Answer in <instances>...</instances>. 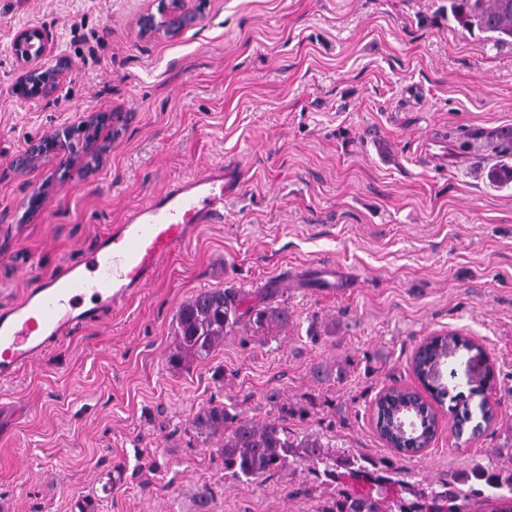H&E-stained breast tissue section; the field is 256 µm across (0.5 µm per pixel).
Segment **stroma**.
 <instances>
[{"label": "stroma", "mask_w": 512, "mask_h": 512, "mask_svg": "<svg viewBox=\"0 0 512 512\" xmlns=\"http://www.w3.org/2000/svg\"><path fill=\"white\" fill-rule=\"evenodd\" d=\"M191 6L177 37L148 39L143 0H0V307L169 183L221 163L242 174L223 223L0 382V512H315L335 495L306 461L260 484L225 474L193 426L212 406L393 462L396 492L512 466V183L487 178L512 127V45L461 29L448 0ZM22 28L66 58L34 99L15 92ZM98 112L110 121L88 127ZM214 288L291 320L265 339L237 326L206 359L171 366L179 305ZM448 330L483 345L495 419L455 435L456 410L484 388L458 350L435 444L398 459L375 400L417 386L416 347Z\"/></svg>", "instance_id": "1"}]
</instances>
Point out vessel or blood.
<instances>
[{
	"label": "vessel or blood",
	"instance_id": "1",
	"mask_svg": "<svg viewBox=\"0 0 512 512\" xmlns=\"http://www.w3.org/2000/svg\"><path fill=\"white\" fill-rule=\"evenodd\" d=\"M235 189L233 171L220 165L172 182L147 203L129 209L83 260L41 275L36 289L0 310V380L109 317L172 254L191 244L200 225L223 220L224 197Z\"/></svg>",
	"mask_w": 512,
	"mask_h": 512
}]
</instances>
